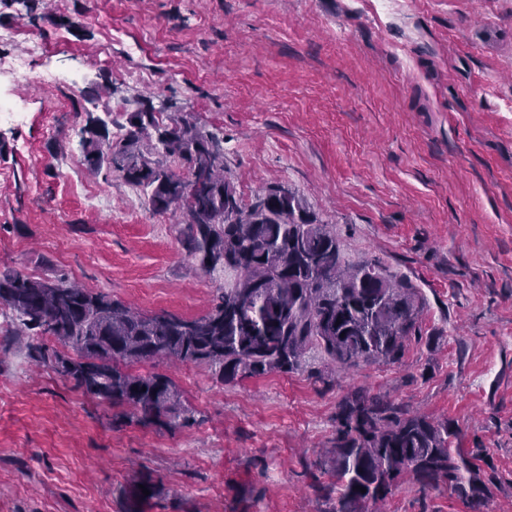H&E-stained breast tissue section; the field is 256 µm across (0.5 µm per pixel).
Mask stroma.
<instances>
[{
    "mask_svg": "<svg viewBox=\"0 0 512 512\" xmlns=\"http://www.w3.org/2000/svg\"><path fill=\"white\" fill-rule=\"evenodd\" d=\"M5 30L0 57L25 76H0L24 110L0 122V270L148 314L209 310L224 279L187 256L181 211L84 163L87 113L122 122L147 96L223 137L244 201L295 192L348 263L381 262L423 308L391 365L313 351L300 371L226 384L136 365L195 410L171 431L37 370L30 337L0 326V512H122L141 473L158 487L143 512H320L305 466L354 387L448 420L459 448L484 451V512H512V0H0ZM380 512L471 510L406 481Z\"/></svg>",
    "mask_w": 512,
    "mask_h": 512,
    "instance_id": "obj_1",
    "label": "stroma"
}]
</instances>
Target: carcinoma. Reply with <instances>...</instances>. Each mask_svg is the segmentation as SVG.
I'll return each instance as SVG.
<instances>
[{
  "instance_id": "1",
  "label": "carcinoma",
  "mask_w": 512,
  "mask_h": 512,
  "mask_svg": "<svg viewBox=\"0 0 512 512\" xmlns=\"http://www.w3.org/2000/svg\"><path fill=\"white\" fill-rule=\"evenodd\" d=\"M165 110L166 124L148 98L137 101L116 143L107 123L86 113L87 169L105 167L149 191L157 213L181 209L188 256L209 275L233 278L209 312L186 318L142 313L62 279L0 270V312L15 332L34 339L29 347L37 365L86 395L127 407L145 426L172 430L196 422L175 382L125 366L148 360L205 365L217 380L232 383L294 373L311 349L341 369L397 362L416 331L417 289L376 260L348 266L328 225L283 187L244 203L224 177V140L201 132L176 103ZM167 157L184 161L187 175L171 171ZM43 335L73 355L36 343ZM455 438L448 421L356 388L338 404L329 447L307 465L315 499L327 505L323 512H367L410 476L421 492L446 487L480 512L490 495L477 464L480 451L452 447ZM156 493L152 477L140 476L120 492L123 512H141Z\"/></svg>"
}]
</instances>
